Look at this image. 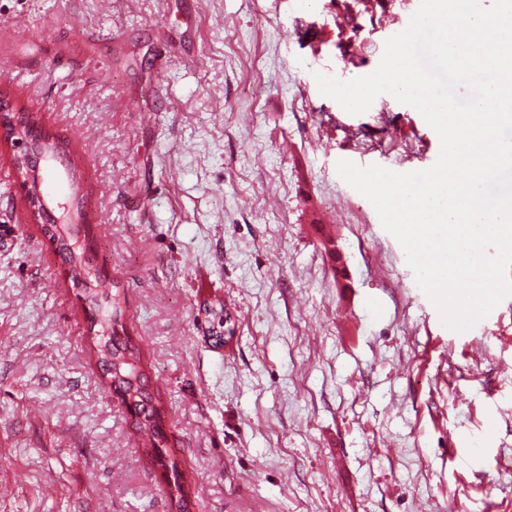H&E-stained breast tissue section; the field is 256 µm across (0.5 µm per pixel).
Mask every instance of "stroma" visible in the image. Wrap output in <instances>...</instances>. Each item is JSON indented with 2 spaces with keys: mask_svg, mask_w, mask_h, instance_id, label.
<instances>
[{
  "mask_svg": "<svg viewBox=\"0 0 512 512\" xmlns=\"http://www.w3.org/2000/svg\"><path fill=\"white\" fill-rule=\"evenodd\" d=\"M420 0H0V95L66 139L190 512H512V296L446 328L338 175L440 152L371 74ZM0 145V512H175ZM344 255L339 285L324 249ZM234 335L209 339L205 304ZM497 427L485 429L487 419Z\"/></svg>",
  "mask_w": 512,
  "mask_h": 512,
  "instance_id": "stroma-1",
  "label": "stroma"
}]
</instances>
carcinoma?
Returning a JSON list of instances; mask_svg holds the SVG:
<instances>
[{
  "label": "carcinoma",
  "instance_id": "obj_1",
  "mask_svg": "<svg viewBox=\"0 0 512 512\" xmlns=\"http://www.w3.org/2000/svg\"><path fill=\"white\" fill-rule=\"evenodd\" d=\"M75 215L82 223L57 227L60 232L58 250L67 263L73 265V280L82 283L89 302L101 311L99 317L91 322V327L95 328L98 362L109 376L112 387L125 396L139 415L134 428L142 445V453L149 459L163 458L167 455V436L162 431L157 398L150 390L148 376L142 366L141 350L119 332V328L123 327L121 291L108 278L102 277L98 270L92 269L85 245L79 243L81 230L91 224L89 212L77 208ZM203 309L205 316L211 318L210 332L218 336L215 340L218 344L220 337L224 336V319L229 317V312L222 303L215 308L205 305Z\"/></svg>",
  "mask_w": 512,
  "mask_h": 512
}]
</instances>
